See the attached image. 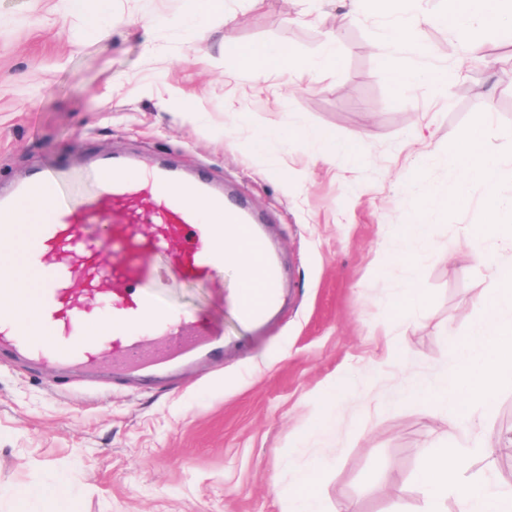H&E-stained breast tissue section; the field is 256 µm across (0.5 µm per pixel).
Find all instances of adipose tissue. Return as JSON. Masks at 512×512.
I'll use <instances>...</instances> for the list:
<instances>
[{
  "mask_svg": "<svg viewBox=\"0 0 512 512\" xmlns=\"http://www.w3.org/2000/svg\"><path fill=\"white\" fill-rule=\"evenodd\" d=\"M362 9L385 13L395 19L386 34L383 55L394 82L413 89L427 86L434 93H443L447 81L445 73L421 70L405 61L406 56L422 57L429 52L428 47L416 38L418 28L428 21L427 15L417 8L416 0H348L349 16H356ZM439 22L473 53L478 50L482 36L492 31H506L512 24V0H458L457 7L440 16ZM224 47L233 51L241 68L259 79L286 71L292 62L287 47L239 42L229 23L224 26ZM484 136V122H476L448 149V165L459 186L458 192L448 197L450 206L465 208L468 200L464 187L473 183L491 185L501 168L500 156L485 148ZM470 237L479 242L494 241L501 247L512 249V198H495L488 209L486 222L472 225ZM325 472L324 462H313L300 469L288 487L279 489L278 494L292 503L293 512H323L322 479Z\"/></svg>",
  "mask_w": 512,
  "mask_h": 512,
  "instance_id": "ef3b65f1",
  "label": "adipose tissue"
}]
</instances>
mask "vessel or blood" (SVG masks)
<instances>
[{
    "label": "vessel or blood",
    "mask_w": 512,
    "mask_h": 512,
    "mask_svg": "<svg viewBox=\"0 0 512 512\" xmlns=\"http://www.w3.org/2000/svg\"><path fill=\"white\" fill-rule=\"evenodd\" d=\"M93 169L96 188L74 202L60 190L62 166L0 195V359L108 368L116 379L197 353L223 360L213 326L146 289V258L163 251L181 275L212 278L224 268L225 230L236 231L262 273L238 312L261 322L282 288L254 211L206 175L163 161L103 157ZM91 302L107 307L106 330L88 328Z\"/></svg>",
    "instance_id": "obj_1"
}]
</instances>
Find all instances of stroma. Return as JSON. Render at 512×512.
Instances as JSON below:
<instances>
[{"mask_svg": "<svg viewBox=\"0 0 512 512\" xmlns=\"http://www.w3.org/2000/svg\"><path fill=\"white\" fill-rule=\"evenodd\" d=\"M184 0H112L107 39L61 20L56 0H0V191L40 168L80 170L65 186L76 198L95 181L91 160L125 154L170 159L232 187L264 218L282 272V309L265 325L242 322L228 295L235 270L212 283L184 278L166 254L148 257L154 290L170 308L220 326L232 348L223 364L200 360L170 384L94 387L78 375L0 361V512H289L275 486L323 458L327 512H423L414 475L424 448L447 441L444 422L404 400L407 376L425 382L452 367L451 339L480 317L489 267L512 251L485 244L486 263L456 258L470 225L485 218L487 189L468 187L465 212H435L433 244L396 238L394 224L425 194L456 189L444 158L479 117L486 146L512 142V65L484 54L456 73L465 54L447 28L422 25V67L453 71L444 95L397 89L379 54L387 19L344 22V0H224L204 39L176 25ZM245 44L282 45L300 59L337 39L338 65L299 67L257 81L224 51V17ZM289 122V141L255 153L257 130ZM438 144L412 169L416 131ZM318 131L356 143L364 157H320ZM415 253L417 267L388 262ZM427 313L397 325L385 304L411 282ZM360 409L341 427L320 428L322 395L340 373ZM494 450L487 471L512 488V385L471 431ZM382 479L380 492L370 480ZM68 479L67 500L12 497L15 488Z\"/></svg>", "mask_w": 512, "mask_h": 512, "instance_id": "stroma-1", "label": "stroma"}]
</instances>
